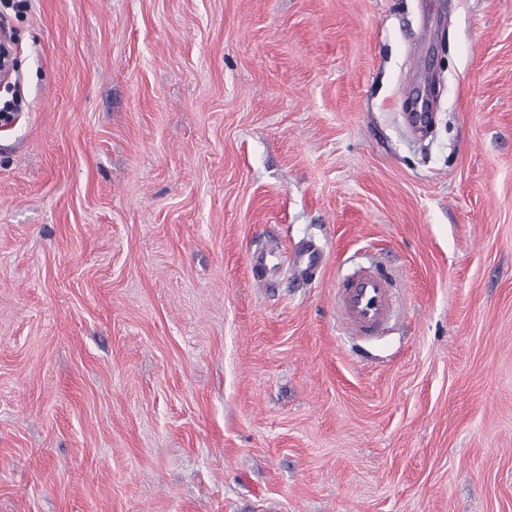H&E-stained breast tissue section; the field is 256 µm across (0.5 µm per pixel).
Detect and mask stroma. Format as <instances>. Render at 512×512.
I'll use <instances>...</instances> for the list:
<instances>
[{"instance_id":"obj_1","label":"stroma","mask_w":512,"mask_h":512,"mask_svg":"<svg viewBox=\"0 0 512 512\" xmlns=\"http://www.w3.org/2000/svg\"><path fill=\"white\" fill-rule=\"evenodd\" d=\"M9 22L0 512H512V0ZM370 263L401 303L365 339L334 297ZM321 259V250L315 244L308 243L294 253L289 266L297 278L309 279L317 274ZM282 262L280 254L272 248L255 251L250 256L249 271L258 285L269 284Z\"/></svg>"}]
</instances>
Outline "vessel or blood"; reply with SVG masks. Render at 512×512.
Here are the masks:
<instances>
[{
  "label": "vessel or blood",
  "mask_w": 512,
  "mask_h": 512,
  "mask_svg": "<svg viewBox=\"0 0 512 512\" xmlns=\"http://www.w3.org/2000/svg\"><path fill=\"white\" fill-rule=\"evenodd\" d=\"M321 259V250L309 243L294 253L290 266L297 278L309 279L317 274ZM280 266L281 257L272 248L253 252L249 260L250 275L260 285L270 283ZM337 304L351 331L360 335L377 333L390 317L391 284L371 269H360L338 289Z\"/></svg>",
  "instance_id": "1"
}]
</instances>
